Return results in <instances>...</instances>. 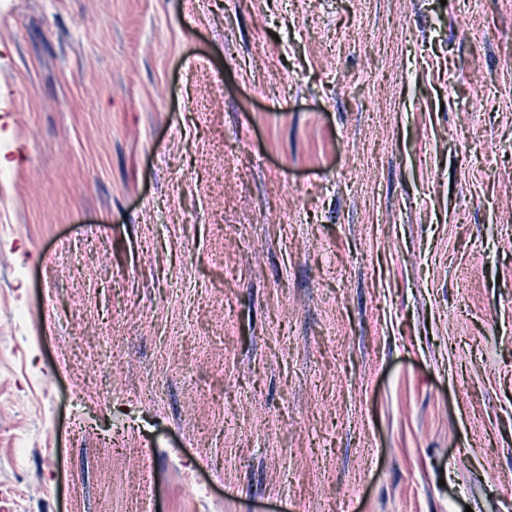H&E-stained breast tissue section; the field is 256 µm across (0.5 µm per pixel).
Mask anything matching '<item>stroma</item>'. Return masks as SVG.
<instances>
[{"label": "stroma", "mask_w": 512, "mask_h": 512, "mask_svg": "<svg viewBox=\"0 0 512 512\" xmlns=\"http://www.w3.org/2000/svg\"><path fill=\"white\" fill-rule=\"evenodd\" d=\"M0 155L11 512H512L504 0H0Z\"/></svg>", "instance_id": "obj_1"}]
</instances>
